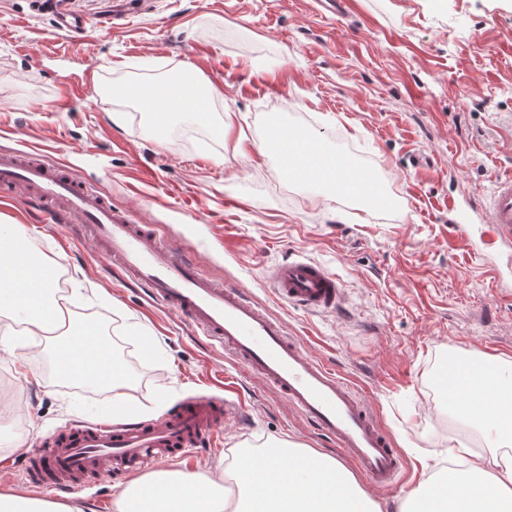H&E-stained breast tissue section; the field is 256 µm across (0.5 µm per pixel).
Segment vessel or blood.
Wrapping results in <instances>:
<instances>
[{"mask_svg": "<svg viewBox=\"0 0 512 512\" xmlns=\"http://www.w3.org/2000/svg\"><path fill=\"white\" fill-rule=\"evenodd\" d=\"M61 0H42L52 15L57 37L85 28L81 17L61 10ZM182 98L195 87L182 79L152 93V119L165 126L168 90ZM277 135L289 142L288 167L359 173L373 207L385 204L371 189L373 174L352 154L330 152L296 128L277 125ZM30 191L47 220L77 224L110 267L124 272L145 295L183 319L199 335L258 376L320 435L346 451L361 475L374 487L392 486L404 469V458L357 388L334 368L304 351L297 336L247 292L204 272L190 255L165 245L154 225L141 224L128 211L112 206L63 164L43 160L20 148L0 152V192ZM487 209V233L493 242L512 245V176L495 178ZM277 298L307 311L336 312L347 300L342 280L323 265L291 258L268 272ZM240 403L232 395H193L177 402L164 417L143 421L121 416L99 423L74 422L21 466L26 483L68 492L102 477L122 478L141 469L177 461L185 449L213 443L225 424L236 417Z\"/></svg>", "mask_w": 512, "mask_h": 512, "instance_id": "obj_1", "label": "vessel or blood"}]
</instances>
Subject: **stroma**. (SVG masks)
I'll use <instances>...</instances> for the list:
<instances>
[{"mask_svg":"<svg viewBox=\"0 0 512 512\" xmlns=\"http://www.w3.org/2000/svg\"><path fill=\"white\" fill-rule=\"evenodd\" d=\"M86 34L56 38L34 0H0V148L21 145L68 163L113 206L157 225L168 246L238 285L286 323L306 350L348 379L405 459L391 488H368L382 512L436 466L450 441L487 444L449 413L436 377L449 352L512 361V249L483 239L493 181L512 174V0H350L347 18L316 0H147L119 29L99 26L112 0H70ZM96 82L84 83L87 73ZM192 73L212 97L196 122L158 132L135 100L106 87H151ZM354 153L378 175L391 208L358 202L284 175L257 144L270 114ZM431 165L414 167L418 154ZM472 221L458 237L452 208ZM23 224L59 258L64 284L97 289L73 310L102 330L131 377L140 419L164 416L194 393L235 384L241 419L221 447L193 448L180 470L212 469L237 443L286 439L349 465L342 453L243 366L108 269L76 225L48 222L25 191L0 196V225ZM326 266L349 310L284 306L267 271L289 256ZM156 343L152 358L129 334ZM18 380L0 351V460L5 438L35 450L69 423L104 420L111 394L54 377L47 355Z\"/></svg>","mask_w":512,"mask_h":512,"instance_id":"obj_1","label":"stroma"}]
</instances>
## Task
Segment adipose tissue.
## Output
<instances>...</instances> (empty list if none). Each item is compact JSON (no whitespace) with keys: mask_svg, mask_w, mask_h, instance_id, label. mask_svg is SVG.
<instances>
[{"mask_svg":"<svg viewBox=\"0 0 512 512\" xmlns=\"http://www.w3.org/2000/svg\"><path fill=\"white\" fill-rule=\"evenodd\" d=\"M22 240L15 267L37 273V282H19L0 270V349L16 350L46 336L47 320H56L58 335L47 338L46 352L55 375L111 391L109 413L133 410L124 388L127 373L115 362L111 344L91 323L69 319L71 306L82 302L80 289L57 293L56 280L42 277L49 260L40 257L25 226L1 224L0 243ZM448 408L490 438L492 447L474 453L456 442L450 454L465 462V474L444 478L433 473L410 494L411 512H512V364L471 358L441 373ZM224 474L239 488L236 499L209 473L159 471L120 487L117 512H379L353 476L326 454L287 440H269L234 450L224 460Z\"/></svg>","mask_w":512,"mask_h":512,"instance_id":"ef3b65f1","label":"adipose tissue"}]
</instances>
